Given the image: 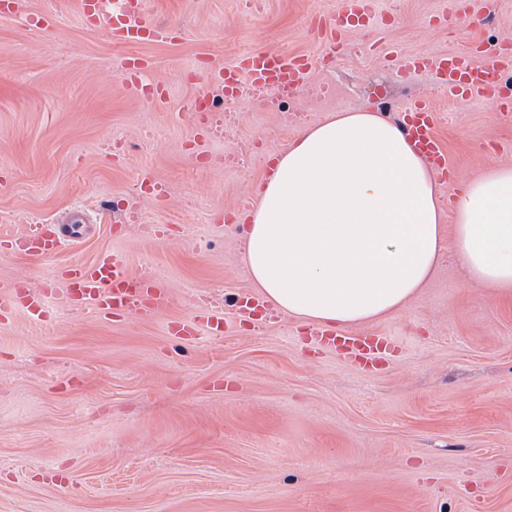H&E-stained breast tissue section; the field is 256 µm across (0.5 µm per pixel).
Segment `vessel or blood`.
Segmentation results:
<instances>
[{
	"mask_svg": "<svg viewBox=\"0 0 512 512\" xmlns=\"http://www.w3.org/2000/svg\"><path fill=\"white\" fill-rule=\"evenodd\" d=\"M76 6L86 27L104 29L117 45L132 46L160 37L170 41L180 38L179 30H163L146 20V0H121L116 7L111 6L110 0H77ZM372 18L370 0H336L335 15L319 18L314 29L339 45L350 28L369 23ZM121 67L126 87L137 93L150 92V85L144 81L152 67L148 59L130 54L123 59ZM428 69L434 71L439 87L449 96L456 97L467 91L488 90L490 73L512 69V52H497L496 61L491 66L484 64L478 53L408 59L401 72L410 77ZM309 72L310 64L305 57L265 51L243 55L230 67H214L209 71L208 79L223 86L226 98L234 99L246 84L262 87L275 83L288 93H295L307 82ZM435 124L436 114L431 103L420 99L406 108L402 131L418 154L431 165L443 169L448 165V156L434 132ZM83 233L84 228L79 224H48L40 233L28 231L1 240L0 247L24 256L45 257L62 242L80 238ZM56 284L71 302L90 308L103 320L122 315H150L168 301V293L160 281L130 274L113 257L64 266ZM50 294L47 288L1 292L0 318H7L16 307L22 306L35 320H44ZM235 309L248 318L271 319L275 316L273 307L251 292L237 297ZM200 325L222 330L223 308L201 303L192 323L179 327L178 333L182 336L194 334ZM314 336L319 344L340 351L356 370L365 373L379 366L390 343L389 337L374 333L325 327L317 328Z\"/></svg>",
	"mask_w": 512,
	"mask_h": 512,
	"instance_id": "obj_1",
	"label": "vessel or blood"
}]
</instances>
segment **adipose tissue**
<instances>
[{
  "instance_id": "obj_1",
  "label": "adipose tissue",
  "mask_w": 512,
  "mask_h": 512,
  "mask_svg": "<svg viewBox=\"0 0 512 512\" xmlns=\"http://www.w3.org/2000/svg\"><path fill=\"white\" fill-rule=\"evenodd\" d=\"M251 211L248 278L285 315L362 324L402 310L444 249L425 162L375 112L340 111L283 151ZM468 281L512 296V166L467 180L452 202Z\"/></svg>"
}]
</instances>
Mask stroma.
Listing matches in <instances>:
<instances>
[{
    "instance_id": "35a3bbf8",
    "label": "stroma",
    "mask_w": 512,
    "mask_h": 512,
    "mask_svg": "<svg viewBox=\"0 0 512 512\" xmlns=\"http://www.w3.org/2000/svg\"><path fill=\"white\" fill-rule=\"evenodd\" d=\"M335 7L148 0L152 22L184 31L140 48L161 103L125 87L123 49L82 25L76 0H25L0 18V237L74 213L90 229L49 259L0 251V292L104 253L170 292L147 320L103 322L53 295L46 322L19 307L0 325V512H512V299L468 284L453 248L404 309L360 324L396 341L372 377L314 349L292 317L169 334L205 292L234 319V295L252 287L237 218L271 158L329 113L392 121L430 98L444 204L512 165L499 91L451 98L429 73L397 72L404 57L512 45V0H374L340 52L311 27ZM39 10L55 29L26 26ZM257 51L310 58L295 119L266 91L229 101L197 135L187 106L212 93L210 67Z\"/></svg>"
}]
</instances>
